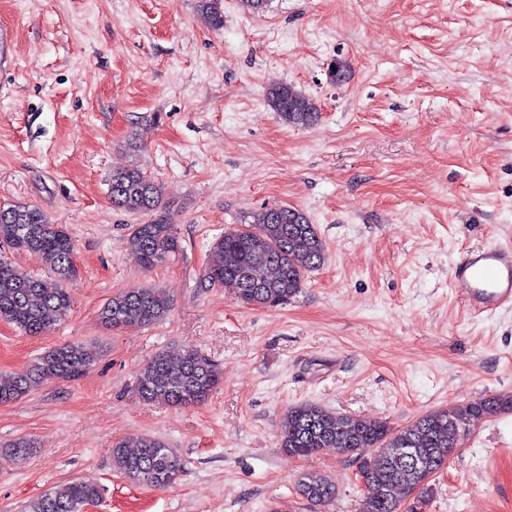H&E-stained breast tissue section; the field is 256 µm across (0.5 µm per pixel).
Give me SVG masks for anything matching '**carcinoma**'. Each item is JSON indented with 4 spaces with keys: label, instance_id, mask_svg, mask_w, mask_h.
<instances>
[{
    "label": "carcinoma",
    "instance_id": "carcinoma-1",
    "mask_svg": "<svg viewBox=\"0 0 512 512\" xmlns=\"http://www.w3.org/2000/svg\"><path fill=\"white\" fill-rule=\"evenodd\" d=\"M197 10L212 28L224 27L222 0H197ZM265 102L293 127H310L319 119L313 99L291 84H269ZM109 196L114 206L127 212L154 215L133 226L136 258L143 270L165 264L181 250L158 187L147 171L133 165L113 172ZM6 247L38 258L58 280L50 286L0 256V319L31 336H44L71 309V297L61 282L77 273L73 238L34 204L1 203L0 250ZM325 259V244L302 211L271 206L254 214L246 228L227 229L212 242L206 280L212 287L232 292L245 306H277L297 296L307 274ZM170 308L169 298L155 288H129L110 298L98 319L112 330L147 326L162 320ZM91 365L92 359L81 345L55 346L23 375L0 373V403L18 400L47 380H74ZM220 383L215 364L188 349L176 362L158 355L145 363L136 388L146 401L184 407L205 402ZM505 411H512V395L492 394L480 403L456 404L396 429L385 420L342 414L305 402L284 414L278 445L294 457L337 448L360 459L364 489L355 512H414L413 505H404L405 498L412 495L422 501L429 495L426 474L441 468L448 451L456 450L458 437L469 431L471 422ZM368 448L376 449L371 459L364 458ZM408 448L414 450L417 461L405 457ZM110 457L113 467L127 479L155 489L168 487L183 469L177 453L155 436L137 438L133 450L119 441L110 448ZM296 488L317 505L336 494L334 483L317 472L302 474ZM101 496L99 486L76 480L34 499L28 512H86Z\"/></svg>",
    "mask_w": 512,
    "mask_h": 512
}]
</instances>
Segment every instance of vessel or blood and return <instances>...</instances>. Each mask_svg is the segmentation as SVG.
Returning <instances> with one entry per match:
<instances>
[{
	"label": "vessel or blood",
	"mask_w": 512,
	"mask_h": 512,
	"mask_svg": "<svg viewBox=\"0 0 512 512\" xmlns=\"http://www.w3.org/2000/svg\"><path fill=\"white\" fill-rule=\"evenodd\" d=\"M450 286L476 313L512 305V244L463 252L451 268Z\"/></svg>",
	"instance_id": "obj_1"
}]
</instances>
